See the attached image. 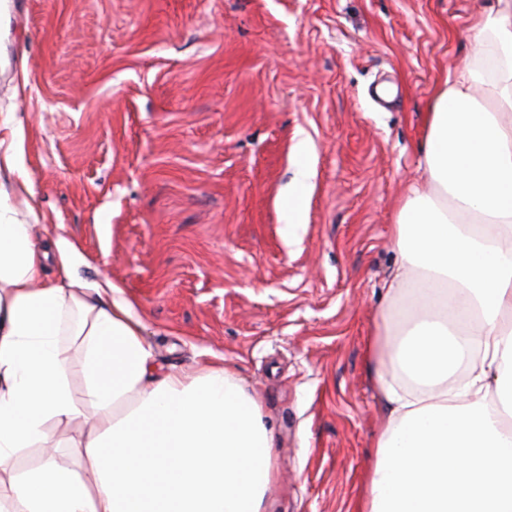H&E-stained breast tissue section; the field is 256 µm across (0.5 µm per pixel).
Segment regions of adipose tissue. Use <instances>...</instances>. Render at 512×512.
<instances>
[{
    "mask_svg": "<svg viewBox=\"0 0 512 512\" xmlns=\"http://www.w3.org/2000/svg\"><path fill=\"white\" fill-rule=\"evenodd\" d=\"M472 32L391 226L383 421L356 512H512V0H489ZM6 197L0 512H268L260 399L224 365L161 366L117 286ZM30 448L40 459L17 467Z\"/></svg>",
    "mask_w": 512,
    "mask_h": 512,
    "instance_id": "1",
    "label": "adipose tissue"
}]
</instances>
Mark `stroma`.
I'll return each instance as SVG.
<instances>
[{
	"mask_svg": "<svg viewBox=\"0 0 512 512\" xmlns=\"http://www.w3.org/2000/svg\"><path fill=\"white\" fill-rule=\"evenodd\" d=\"M483 0H7L19 220L60 228L157 358H223L276 433L269 512H353L382 417L389 226ZM307 139L303 221L279 209Z\"/></svg>",
	"mask_w": 512,
	"mask_h": 512,
	"instance_id": "stroma-1",
	"label": "stroma"
}]
</instances>
